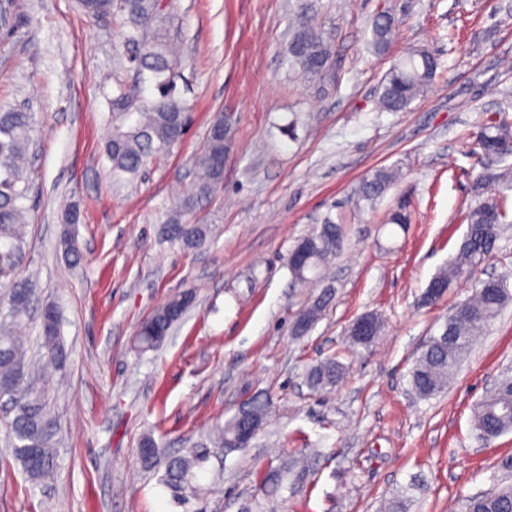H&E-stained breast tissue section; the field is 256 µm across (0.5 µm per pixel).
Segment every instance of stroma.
Masks as SVG:
<instances>
[{"instance_id": "35a3bbf8", "label": "stroma", "mask_w": 512, "mask_h": 512, "mask_svg": "<svg viewBox=\"0 0 512 512\" xmlns=\"http://www.w3.org/2000/svg\"><path fill=\"white\" fill-rule=\"evenodd\" d=\"M332 33L331 80L304 81L288 65L298 6ZM398 23L388 55L372 53L370 23L381 6ZM507 0H168L179 31L177 87L192 105L181 142L128 188L112 185L104 145L110 128L100 83L117 65L119 22L90 18L78 0H14L13 31L0 30V104L32 112L27 172L30 251L20 272L34 295L19 334L39 350V321L55 306L67 353L43 386L61 450L53 479L32 487L0 424V512H241L262 499L259 475L284 456L305 457L310 480L282 492L276 512H383L410 481V512H461L463 499L508 483L512 432L482 441L476 403L512 375V305L474 343L440 396L409 389L413 358L475 280L512 281V226L474 281L423 303L432 279L459 247L460 214L504 191L478 160L483 123L512 121V17ZM414 46L442 63L408 111L385 112L378 86L392 59ZM233 116L224 185L204 205L207 245L187 251L160 228L177 184L218 113ZM395 167L400 179L374 202L358 200L364 177ZM407 227L388 221L399 205ZM78 206L80 220L64 223ZM346 238L330 271L331 307L301 338L295 317L317 288L294 284L291 247L324 218ZM79 252L67 253L62 233ZM194 306L154 350L133 347L139 323L180 291ZM373 313L384 328L349 350L347 331ZM343 381L312 393L308 368L330 355ZM253 397L271 398L245 451L223 457L204 499L174 503L144 469L147 433L170 450L188 447Z\"/></svg>"}]
</instances>
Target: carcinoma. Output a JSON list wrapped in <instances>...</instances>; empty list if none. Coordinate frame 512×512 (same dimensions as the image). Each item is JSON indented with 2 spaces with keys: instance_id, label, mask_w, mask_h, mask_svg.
I'll return each instance as SVG.
<instances>
[{
  "instance_id": "cac0c4a2",
  "label": "carcinoma",
  "mask_w": 512,
  "mask_h": 512,
  "mask_svg": "<svg viewBox=\"0 0 512 512\" xmlns=\"http://www.w3.org/2000/svg\"><path fill=\"white\" fill-rule=\"evenodd\" d=\"M79 4L91 17L112 15L121 20V45L135 79L130 86L117 84L115 92L106 96L110 133L104 151L111 164L112 181L128 185L143 174L148 164L169 155L187 131L191 105L176 90L180 75L173 52L175 17L164 10L160 0H79ZM395 24V15L389 11L374 16L369 44L375 55L387 53ZM288 53L291 64L303 78L319 83L331 78L335 49L329 36L312 18L299 17ZM439 68L440 62L428 50L408 49L381 80V108L386 112L407 111L432 85ZM32 133V113L0 109V285L10 286L8 311L0 317V405L12 415L8 428L13 456L26 478L38 484L54 476L59 449L54 421L35 378L28 350L15 334L32 300L29 283L18 279L28 252L29 210L20 201L31 190L25 168ZM232 145V124L221 113L195 156L193 180L178 196L168 223L163 225L165 240L186 250L206 246L211 228L197 220L196 213L222 188L224 159ZM478 146L483 158L512 152V123L503 117L484 127ZM396 177L397 173L391 169L374 171L360 184L357 198L365 201L379 198ZM461 223L467 229L457 253L449 259L448 269L436 274L429 283V287H438L444 294L494 256L502 226L512 224V198L505 193L486 197L462 213ZM343 237L341 225L324 219L291 249L288 256L291 278L301 284L321 281L323 271L341 250ZM333 295L334 290L328 288L318 294L294 319L292 335H306L331 305ZM194 299V291L187 289L158 307L139 326L134 348L145 352L157 347ZM511 302L512 288L507 281L489 278L479 281L472 295L459 303L465 314L448 322V336L431 337V344L414 358L409 369V384L414 394L428 400L443 392L457 375L473 342ZM369 318L372 334L366 339H350L351 346L366 348L381 335V320L373 314ZM40 338L42 368L61 366L66 353L52 307L44 308L41 313ZM344 373V364L331 356L311 366L306 380L312 391L322 392L336 387ZM268 412L269 402L253 400L248 413L235 414L223 427L177 454L169 453L162 442L146 434L139 441V460L146 469L163 463L158 485L170 492L173 499L182 501L189 495L201 498L206 493L203 474L215 449L238 450L245 433L260 430ZM472 426L478 436L490 441L512 431L511 376L501 378L497 388L478 401ZM309 476V470L295 457L261 472L260 484L266 501L278 499L288 486H302ZM410 504V496L401 491L388 500L385 512H409ZM464 512H512V484L493 486L467 499Z\"/></svg>"
}]
</instances>
